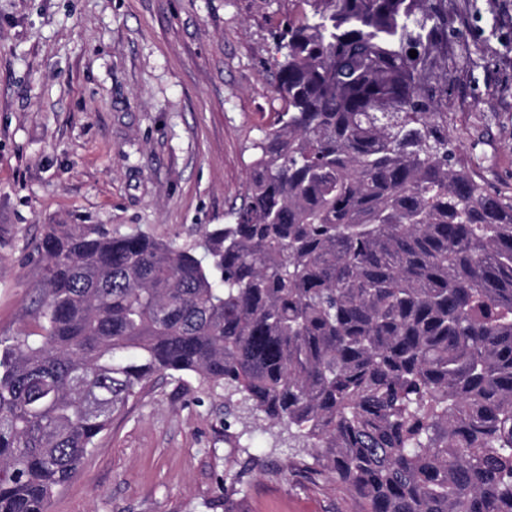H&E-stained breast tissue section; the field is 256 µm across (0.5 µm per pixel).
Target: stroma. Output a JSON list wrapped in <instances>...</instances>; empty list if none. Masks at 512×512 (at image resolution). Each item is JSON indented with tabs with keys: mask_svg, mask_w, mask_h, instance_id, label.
I'll list each match as a JSON object with an SVG mask.
<instances>
[{
	"mask_svg": "<svg viewBox=\"0 0 512 512\" xmlns=\"http://www.w3.org/2000/svg\"><path fill=\"white\" fill-rule=\"evenodd\" d=\"M448 0L479 35L477 67H448V109L478 171L512 188V0ZM289 0H0V340L36 328L46 224H102L185 240L244 196L254 143L283 108L270 29ZM281 426L226 418L224 391L155 377L98 436L51 512H357L309 481Z\"/></svg>",
	"mask_w": 512,
	"mask_h": 512,
	"instance_id": "obj_1",
	"label": "stroma"
}]
</instances>
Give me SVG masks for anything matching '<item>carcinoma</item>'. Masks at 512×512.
Returning <instances> with one entry per match:
<instances>
[{
	"mask_svg": "<svg viewBox=\"0 0 512 512\" xmlns=\"http://www.w3.org/2000/svg\"><path fill=\"white\" fill-rule=\"evenodd\" d=\"M290 2L283 111L230 222L43 225L38 331L0 347V512H51L160 374L288 427L360 512H512V190L448 112L478 40L448 0Z\"/></svg>",
	"mask_w": 512,
	"mask_h": 512,
	"instance_id": "obj_1",
	"label": "carcinoma"
}]
</instances>
